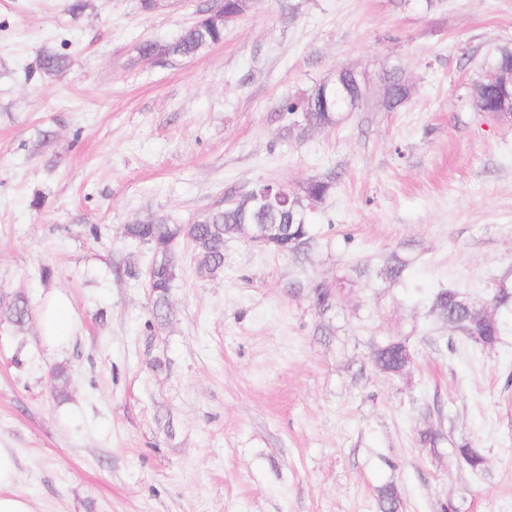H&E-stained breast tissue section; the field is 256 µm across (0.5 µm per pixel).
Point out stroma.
Listing matches in <instances>:
<instances>
[{"instance_id":"obj_1","label":"stroma","mask_w":512,"mask_h":512,"mask_svg":"<svg viewBox=\"0 0 512 512\" xmlns=\"http://www.w3.org/2000/svg\"><path fill=\"white\" fill-rule=\"evenodd\" d=\"M202 2L0 0V304L61 292L75 323L55 346L38 318L0 319L16 491L34 512H377L391 483L404 512H512V302L494 299L512 292V119L470 104L512 0H257L194 57L138 55ZM45 48L68 70L26 78ZM343 68L364 98L335 126L279 112ZM391 70L410 95L388 112ZM313 179L333 187L307 245L227 240L211 278L183 248L172 319L150 327L152 253L125 225ZM338 282L319 312L313 288ZM441 288L494 311L493 348L431 314ZM391 336L413 348L398 376L370 360ZM461 440L483 474L456 466Z\"/></svg>"}]
</instances>
